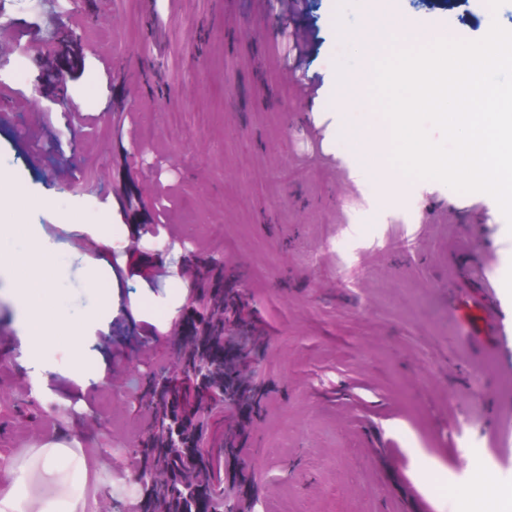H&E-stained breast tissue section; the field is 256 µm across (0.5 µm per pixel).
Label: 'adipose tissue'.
<instances>
[{"mask_svg":"<svg viewBox=\"0 0 512 512\" xmlns=\"http://www.w3.org/2000/svg\"><path fill=\"white\" fill-rule=\"evenodd\" d=\"M5 269L9 272L20 270L26 276V286L17 297L22 311L20 329L32 359H40L54 323L65 320L61 314L46 320L38 300L39 294L51 286L53 264L48 253L38 249L13 257ZM36 464L43 474L57 476L59 492L49 497L30 494L27 490L30 470L25 466L18 467L14 471L13 486L0 497V512H76L79 499L75 491L88 471L86 459L71 449L55 446L41 449ZM472 486L473 494L459 500L458 512H499L507 498L499 483L480 472L475 475Z\"/></svg>","mask_w":512,"mask_h":512,"instance_id":"obj_1","label":"adipose tissue"}]
</instances>
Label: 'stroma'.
Instances as JSON below:
<instances>
[{"label":"stroma","instance_id":"stroma-1","mask_svg":"<svg viewBox=\"0 0 512 512\" xmlns=\"http://www.w3.org/2000/svg\"><path fill=\"white\" fill-rule=\"evenodd\" d=\"M0 3L20 62L0 75V104H14L0 122V225L14 227L0 262L46 247L47 306L72 318L31 373L23 279L0 274V492L6 463L61 444L89 464L77 512H130L146 361L185 357L204 294L241 305L252 332L248 402L200 420L224 449L223 512H456L479 466L512 490V456L492 450L512 424V227L488 194L404 176L370 94L336 104L337 73L366 88L375 55L413 47L394 26L476 41L495 21L512 30V0H305L312 104L283 74L266 0ZM377 14L392 28L374 52L343 39ZM169 185L175 241L160 249L148 225ZM121 194L140 210L123 213ZM128 309L143 337L111 375L105 339ZM77 344L94 368L73 364Z\"/></svg>","mask_w":512,"mask_h":512}]
</instances>
